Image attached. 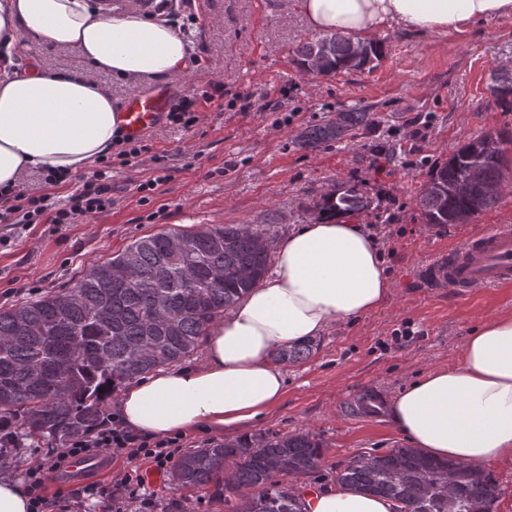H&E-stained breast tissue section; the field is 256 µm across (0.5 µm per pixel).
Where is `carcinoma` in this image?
Segmentation results:
<instances>
[{
    "label": "carcinoma",
    "instance_id": "obj_1",
    "mask_svg": "<svg viewBox=\"0 0 512 512\" xmlns=\"http://www.w3.org/2000/svg\"><path fill=\"white\" fill-rule=\"evenodd\" d=\"M367 46L368 56L360 58V45L330 32L299 42L294 54L302 68L322 55L318 76L331 77L381 58L382 44ZM490 93L503 111L512 112V72L495 73ZM372 124L367 112H338L304 130L298 146L313 150L339 143ZM509 142L511 134L489 132L436 166L416 199L423 223L456 224L498 204L512 167ZM473 164L482 179L457 190ZM373 203L360 185L347 182L314 210L332 218ZM174 237L187 243L178 255L170 251ZM271 243L268 229L243 224L161 232L89 267L71 288L0 310V417L10 418L27 437L60 443L91 432L103 423L105 400L118 387L196 353L208 325L262 281ZM312 351L305 342L279 350L276 358L298 362ZM321 459L318 439L271 433L192 451L176 462L172 478L178 487H211L226 503L240 500L230 512H307L303 496L276 476L311 474ZM338 480L393 499L396 512H492L502 494L492 474L477 477L468 465L436 461L412 447L361 453Z\"/></svg>",
    "mask_w": 512,
    "mask_h": 512
}]
</instances>
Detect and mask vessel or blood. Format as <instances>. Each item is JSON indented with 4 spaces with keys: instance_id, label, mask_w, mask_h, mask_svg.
Returning <instances> with one entry per match:
<instances>
[{
    "instance_id": "1",
    "label": "vessel or blood",
    "mask_w": 512,
    "mask_h": 512,
    "mask_svg": "<svg viewBox=\"0 0 512 512\" xmlns=\"http://www.w3.org/2000/svg\"><path fill=\"white\" fill-rule=\"evenodd\" d=\"M171 86H158L129 97L122 109L123 131L130 138L145 136L160 125L172 102ZM423 284L470 294L480 288L512 285V225L497 224L462 246L434 256L422 267ZM111 458L74 460L73 477L109 468Z\"/></svg>"
}]
</instances>
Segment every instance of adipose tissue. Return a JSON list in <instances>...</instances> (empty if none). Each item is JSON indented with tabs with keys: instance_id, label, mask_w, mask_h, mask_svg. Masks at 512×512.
<instances>
[{
	"instance_id": "ef3b65f1",
	"label": "adipose tissue",
	"mask_w": 512,
	"mask_h": 512,
	"mask_svg": "<svg viewBox=\"0 0 512 512\" xmlns=\"http://www.w3.org/2000/svg\"><path fill=\"white\" fill-rule=\"evenodd\" d=\"M310 32L354 39L393 25L445 34L466 22L512 15V0H300ZM35 44L75 52L80 65L52 72L13 68L11 53ZM188 45L168 25L108 15L88 0H0V188L32 171L69 177L110 155L121 115L96 80L109 73L142 86L177 75ZM393 283L363 225L313 220L279 244L271 278L206 330L203 362L128 386L118 412L149 439L247 425L273 409L286 376L276 350L314 340L367 316ZM398 431L437 460L480 469L512 463V315L468 336L452 368H434L391 404ZM307 512H395L388 497L343 484L303 487Z\"/></svg>"
}]
</instances>
